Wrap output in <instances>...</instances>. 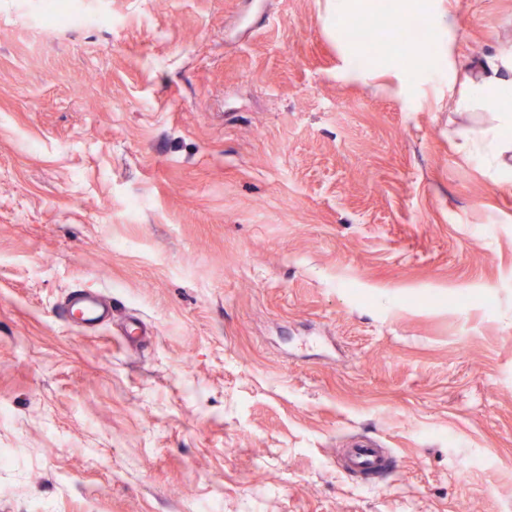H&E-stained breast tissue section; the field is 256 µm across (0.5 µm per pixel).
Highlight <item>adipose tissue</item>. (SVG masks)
<instances>
[{"label":"adipose tissue","mask_w":512,"mask_h":512,"mask_svg":"<svg viewBox=\"0 0 512 512\" xmlns=\"http://www.w3.org/2000/svg\"><path fill=\"white\" fill-rule=\"evenodd\" d=\"M422 15L436 38V52L420 67L404 71L394 63L395 49H387L381 60L366 64L361 51L349 43L342 27L332 34L340 48L342 67L354 79L367 81L380 76L397 79L403 91L422 88L430 74L441 75L448 82V103L456 112H481L480 126H459L455 135L470 146L490 169L512 175V50L472 64L457 67L450 39L457 24L452 0H395L392 16L399 19Z\"/></svg>","instance_id":"adipose-tissue-1"}]
</instances>
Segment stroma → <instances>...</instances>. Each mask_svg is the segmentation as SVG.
<instances>
[{"label":"stroma","instance_id":"stroma-1","mask_svg":"<svg viewBox=\"0 0 512 512\" xmlns=\"http://www.w3.org/2000/svg\"><path fill=\"white\" fill-rule=\"evenodd\" d=\"M43 2L0 0V512H512V181L447 85L344 76L326 0H74L56 42ZM455 8L460 66L512 47V0ZM103 297L96 292H86L71 309V317L73 321H93L100 314V307L103 304ZM348 472L381 471L395 463V457L385 448L378 447L370 438L358 439L347 452Z\"/></svg>","mask_w":512,"mask_h":512}]
</instances>
